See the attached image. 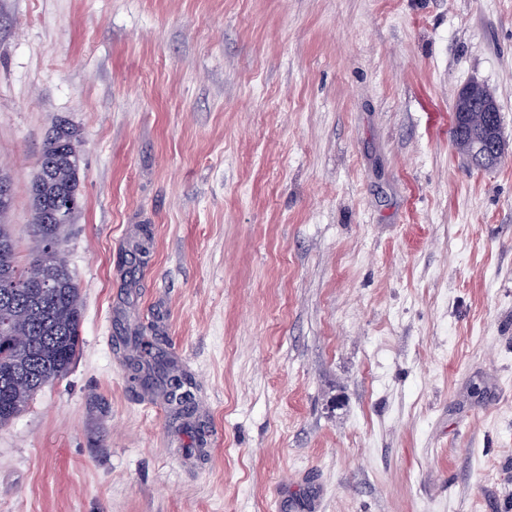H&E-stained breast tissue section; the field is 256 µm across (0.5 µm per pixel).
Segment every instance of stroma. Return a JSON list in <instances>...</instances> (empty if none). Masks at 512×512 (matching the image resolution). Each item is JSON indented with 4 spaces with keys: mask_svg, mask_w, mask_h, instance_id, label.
<instances>
[{
    "mask_svg": "<svg viewBox=\"0 0 512 512\" xmlns=\"http://www.w3.org/2000/svg\"><path fill=\"white\" fill-rule=\"evenodd\" d=\"M61 123L82 342L0 428V512H512V0H0L22 267ZM479 103L480 107H475L471 112L472 107ZM500 109H497V105L489 97L480 93L476 85L472 84L463 88L459 92L458 101L456 102L453 121L455 123L463 122L466 115L469 113V122L475 129L482 127L485 122L486 113L489 118L482 129L476 131L469 140L473 143L472 150L466 154L468 158L474 159L481 156H488L490 161L494 163L498 162L504 154V142L501 135V129L499 126ZM125 342L132 344L136 352L137 360L148 359L154 361L157 366L158 377L139 375L138 372L132 375V380L138 382L141 386L148 389L154 384V380H160L166 388L169 401L175 404L178 413H188L190 405L193 403L194 395L191 391V383L182 374L169 370L162 360H160V348L156 336H146L143 332L135 336L126 337Z\"/></svg>",
    "mask_w": 512,
    "mask_h": 512,
    "instance_id": "stroma-1",
    "label": "stroma"
}]
</instances>
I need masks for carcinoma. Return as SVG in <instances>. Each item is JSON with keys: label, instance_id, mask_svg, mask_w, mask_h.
Returning <instances> with one entry per match:
<instances>
[{"label": "carcinoma", "instance_id": "carcinoma-1", "mask_svg": "<svg viewBox=\"0 0 512 512\" xmlns=\"http://www.w3.org/2000/svg\"><path fill=\"white\" fill-rule=\"evenodd\" d=\"M78 139L60 124L47 139L32 194V234L37 243L28 267L15 257L13 225L4 221L11 195L0 199V428L12 422L37 392L63 377L80 350V291L61 248L73 220L55 214L79 209ZM139 359L157 366L158 378L179 413L189 412L190 382L160 360L158 338L140 332L125 338Z\"/></svg>", "mask_w": 512, "mask_h": 512}]
</instances>
